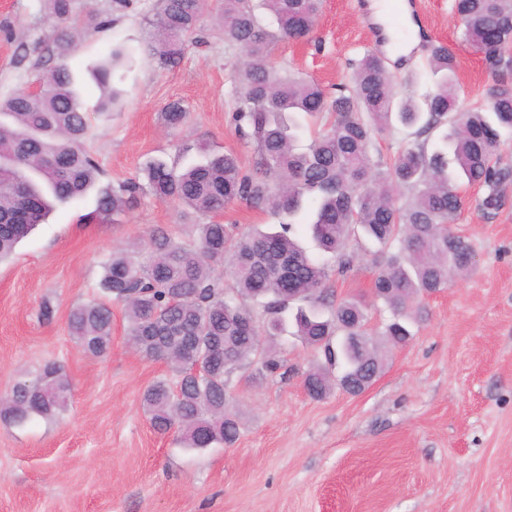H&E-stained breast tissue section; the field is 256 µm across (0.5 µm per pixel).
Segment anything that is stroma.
<instances>
[{
	"label": "stroma",
	"mask_w": 512,
	"mask_h": 512,
	"mask_svg": "<svg viewBox=\"0 0 512 512\" xmlns=\"http://www.w3.org/2000/svg\"><path fill=\"white\" fill-rule=\"evenodd\" d=\"M369 3L323 0L312 37L277 42L274 62L333 96L363 54L376 52L400 93L420 95L432 87L424 65L440 41L456 56L465 101L482 102L495 76L463 40L454 0H421L411 16L415 43L404 54L390 50ZM76 7L113 22L70 57L75 71L96 47L145 50L123 84L122 111L91 117L85 146L102 182L134 178L149 157L199 141L253 167L254 150L232 120L231 76L242 53L211 22L167 68L146 53L155 0H130L119 13L111 0ZM51 31L41 0H0V98L46 74ZM176 99L191 121L169 132L161 112ZM487 194L463 187L454 225L474 248L470 272L422 300L414 338L385 354L370 387L311 398L303 379L313 352L279 338V371L256 362L229 373L240 436L210 448L184 447L176 433L151 426L142 394L172 373L129 346L122 305L112 306L106 356L85 354L67 327L73 307L98 297L101 265L113 251L158 226L192 242L197 215L147 193L111 222L90 219V198L57 206L0 263V396L53 362L70 399L51 419L0 421V512H512V177L499 187L497 210L484 208ZM346 250L355 260L346 275L331 276L334 297H368L383 256L359 239Z\"/></svg>",
	"instance_id": "1"
}]
</instances>
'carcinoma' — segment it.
I'll return each mask as SVG.
<instances>
[{
    "instance_id": "cac0c4a2",
    "label": "carcinoma",
    "mask_w": 512,
    "mask_h": 512,
    "mask_svg": "<svg viewBox=\"0 0 512 512\" xmlns=\"http://www.w3.org/2000/svg\"><path fill=\"white\" fill-rule=\"evenodd\" d=\"M56 23L48 53L73 55L81 37L108 27L75 11V0H44ZM204 0H159L151 56L164 67L178 64L203 16ZM320 0H215L224 42L244 54L235 73L233 120L241 139L256 156L244 171L232 152L197 146L202 159L183 165L180 158L156 157L143 168V180L103 184L95 159L85 149L90 112L79 77L66 64L39 79L40 92L24 90L0 99V260L42 223L56 204L94 194L95 214L107 221L130 209L148 189L158 200L177 202L203 217L191 244L179 243L161 227L145 247L120 249L103 264L100 291L123 306L129 342L145 358L163 361L179 375L175 384L159 380L143 393L152 427H174L189 448L232 444L239 419L228 409L226 373L263 355L273 372L280 360L272 341L292 318L300 341L322 363L306 376L309 395L320 399L336 384L333 370L360 385L383 367L382 347L405 346L418 299L444 287L467 270L473 248L452 224L462 208L457 178L489 188L488 210L500 207L498 186L509 172L498 167L504 132H512V80L500 79L485 100L458 112L461 87L456 57L448 45L430 49L428 65L439 76L434 91L417 101L396 98L383 57L368 52L356 64L350 86L334 96L303 76L285 74L271 61L281 39L300 41L313 32ZM463 39L484 56L494 72L512 66V0H455ZM499 32L497 45L483 36ZM132 45L110 48L89 69L101 92L95 112L121 103L119 85L135 58ZM189 112L178 101L167 104L162 120L182 128ZM316 121L310 145L294 142ZM399 123L414 127L416 143L391 164L372 158L376 135ZM442 132L433 148L425 137ZM410 193L398 201V194ZM238 202L269 212L278 230L253 229L233 240L216 215ZM314 205L308 222L320 255L306 252L295 238L296 218ZM361 232L387 249L374 287L390 312L380 327L369 325L362 302L328 301L326 257L347 272L352 258L346 240ZM69 333L85 353L103 356L112 341L111 308L92 300L71 309ZM358 336L356 344L349 337ZM69 384L54 363L32 381L16 383L0 401V419L23 425L33 416L52 417L67 408Z\"/></svg>"
}]
</instances>
